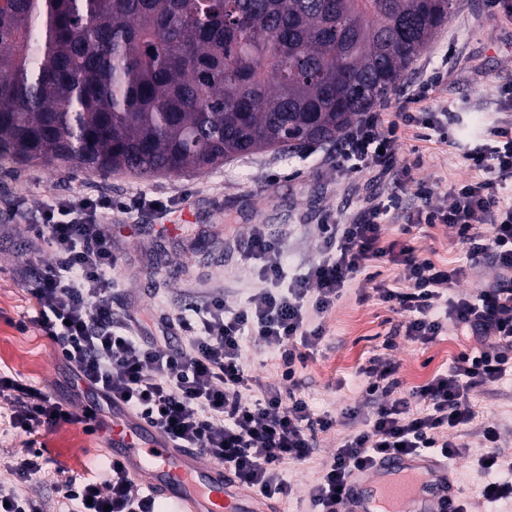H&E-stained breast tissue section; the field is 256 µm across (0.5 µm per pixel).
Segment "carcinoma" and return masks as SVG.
Here are the masks:
<instances>
[{
	"label": "carcinoma",
	"instance_id": "carcinoma-1",
	"mask_svg": "<svg viewBox=\"0 0 512 512\" xmlns=\"http://www.w3.org/2000/svg\"><path fill=\"white\" fill-rule=\"evenodd\" d=\"M453 0H0V160L140 177L334 142Z\"/></svg>",
	"mask_w": 512,
	"mask_h": 512
}]
</instances>
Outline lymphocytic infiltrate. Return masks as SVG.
<instances>
[{
    "label": "lymphocytic infiltrate",
    "mask_w": 512,
    "mask_h": 512,
    "mask_svg": "<svg viewBox=\"0 0 512 512\" xmlns=\"http://www.w3.org/2000/svg\"><path fill=\"white\" fill-rule=\"evenodd\" d=\"M422 100L414 94L395 113L382 108L363 113L343 135L336 165L378 176L401 169L420 201L412 225L454 227L467 267L448 270L414 246L384 244L383 217L405 206L399 190L372 199L353 222L336 217L322 224L319 259L288 283L283 280V240L256 224L244 257L260 260L259 287L236 310L216 294L193 304L191 315L176 319L185 338L178 349L171 348L167 336L144 339L143 322L119 318L112 307V240L102 229L111 199L48 202L29 227L54 255L53 262L42 265L32 290L35 322L75 367L77 382L96 403L75 413L33 386L0 374V398L13 408L10 424L29 436L28 455L13 470L14 485L0 484V512H37L18 487L43 470V452L37 447L42 428L77 423L92 434L112 405L124 406L178 447L202 450L224 463L236 481L262 496H287L284 466L305 460L317 433L330 430L334 421L315 415L294 391L276 385L248 399L246 349L255 341L277 354L282 379L292 381L297 365L307 360L306 347L324 335L322 327H311V314L328 313L352 280L371 262L384 259L402 266L407 287L378 283L373 292L393 312L408 314L404 327L409 339L432 342L449 322L463 335L476 336L485 350L459 353L448 372L403 394L397 391L398 381L365 379L362 390L376 398L375 412L324 462L310 501L315 512H341L352 472L387 455L435 448L444 458L459 456V444L445 437V430L471 422L472 390L493 385L512 370V199L503 194L512 184V126L497 127L494 143L465 154L472 166H490V177L455 186L452 203L436 208L433 189L414 180L411 167H398L395 157ZM489 259L494 265L486 287L474 294L456 292L466 271ZM60 493L74 502V512H154L148 496L134 491L128 472L115 461L101 476L65 484Z\"/></svg>",
    "instance_id": "f902f5d3"
}]
</instances>
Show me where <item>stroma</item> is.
Here are the masks:
<instances>
[{"label": "stroma", "instance_id": "35a3bbf8", "mask_svg": "<svg viewBox=\"0 0 512 512\" xmlns=\"http://www.w3.org/2000/svg\"><path fill=\"white\" fill-rule=\"evenodd\" d=\"M435 72L441 73L442 82L429 91L424 105L432 112L448 109L455 122L448 130L438 124L408 130L397 158L414 165V177L433 186V203L443 207L451 187L489 176L488 170L463 159L461 145L487 141L494 127L512 121V105L502 95L503 89L512 88V14L490 7L488 0H455L447 23L387 94L389 111H396L403 95L419 91ZM445 136L450 139L446 145L441 142ZM385 187L384 180H371L367 173L337 169L332 143L309 144L288 156L265 151L202 173L152 178L121 171L88 175L40 164L0 165V372L41 389L71 410L89 403L71 387L72 366L34 322L30 290L52 253L33 238L15 215L16 207L33 214L50 199L72 195L108 196L124 204L142 195L160 199L162 208L128 214L115 210L103 220L115 258L114 310L119 317L143 320L149 337L161 335L163 318L187 312L200 295L223 294L233 308L244 303L256 282L241 270L239 246L252 225H264L273 236L288 229L284 271L291 279L318 259L317 226L327 214L352 217L366 196ZM407 221L403 213L388 215L385 242L413 245L441 266L464 263L453 229L421 225L405 235L400 226ZM21 319L28 321L27 330L16 329ZM400 321L388 304L363 298L356 282L324 317H312V324L322 325L325 334L310 348L306 368L296 374L297 391L314 413L330 415L335 425L318 434L309 457L284 468L291 494L269 500L270 512H312L308 490L322 463L371 413L359 385L360 371L393 365L406 392L446 371L461 350L474 346L449 326L431 343L409 340L395 331ZM471 407L472 421L451 432L468 449L451 463L458 500L466 512H512V498L485 499L487 478L477 466L485 452L482 431L490 423L501 432L502 461L512 462V375L473 391ZM11 413V405L0 401V483L7 486L14 482L12 466L27 455L26 437L11 427ZM38 440L47 463L23 492L43 512H69L57 488L99 473L107 460L105 434L89 435L82 425L62 424L42 431Z\"/></svg>", "mask_w": 512, "mask_h": 512}]
</instances>
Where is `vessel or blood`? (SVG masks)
Instances as JSON below:
<instances>
[{"mask_svg": "<svg viewBox=\"0 0 512 512\" xmlns=\"http://www.w3.org/2000/svg\"><path fill=\"white\" fill-rule=\"evenodd\" d=\"M109 453L163 512H266L223 463L177 447L120 408L112 410ZM456 490L447 462L427 454L390 455L355 471L343 512H443Z\"/></svg>", "mask_w": 512, "mask_h": 512, "instance_id": "b4317fda", "label": "vessel or blood"}]
</instances>
